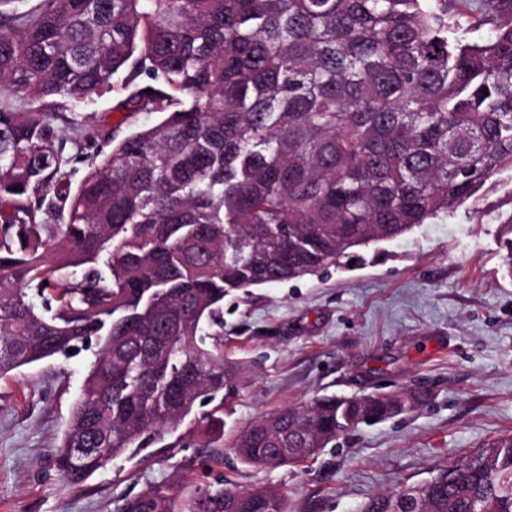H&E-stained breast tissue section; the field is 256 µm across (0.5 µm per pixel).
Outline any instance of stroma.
Returning a JSON list of instances; mask_svg holds the SVG:
<instances>
[{
  "label": "stroma",
  "mask_w": 512,
  "mask_h": 512,
  "mask_svg": "<svg viewBox=\"0 0 512 512\" xmlns=\"http://www.w3.org/2000/svg\"><path fill=\"white\" fill-rule=\"evenodd\" d=\"M503 223L468 210L421 225L351 269L252 288L224 299V358L251 372L224 403L225 448L173 434L146 455L73 486L56 468L93 357L41 361L0 377V512H120L155 484L185 507L203 485L271 487L288 512H358L448 469L461 453L512 434V277L502 268ZM424 392L391 420L362 425L311 461L242 465L235 431L322 394Z\"/></svg>",
  "instance_id": "35a3bbf8"
}]
</instances>
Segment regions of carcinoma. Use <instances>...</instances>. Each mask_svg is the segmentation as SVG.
<instances>
[{
    "label": "carcinoma",
    "instance_id": "1",
    "mask_svg": "<svg viewBox=\"0 0 512 512\" xmlns=\"http://www.w3.org/2000/svg\"><path fill=\"white\" fill-rule=\"evenodd\" d=\"M24 2L0 0V375L96 347L57 445L71 485L187 420L220 440L249 371L224 361L230 293L348 269L466 205L498 220L484 197L512 175V0ZM110 93L161 117L104 133L77 108ZM57 121L79 131L75 154ZM99 139L112 150L61 187ZM421 400L322 395L232 447L277 469L273 448H325ZM448 472L361 512H409L415 491L427 512H512L511 434ZM122 512L288 509L208 486L185 511L158 485Z\"/></svg>",
    "mask_w": 512,
    "mask_h": 512
}]
</instances>
